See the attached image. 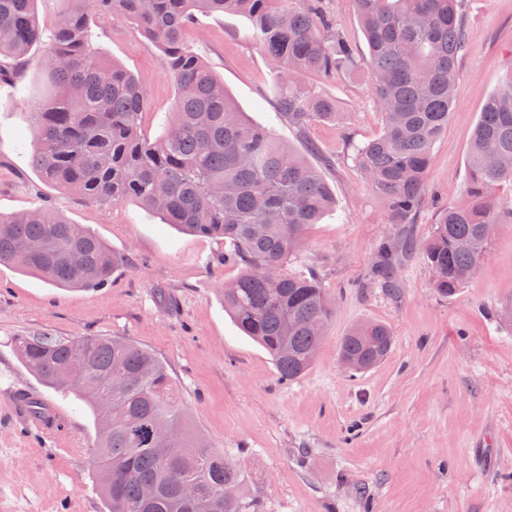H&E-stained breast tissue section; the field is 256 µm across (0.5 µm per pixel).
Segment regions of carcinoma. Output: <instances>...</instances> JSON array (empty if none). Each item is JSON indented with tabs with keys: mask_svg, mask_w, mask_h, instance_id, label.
Wrapping results in <instances>:
<instances>
[{
	"mask_svg": "<svg viewBox=\"0 0 512 512\" xmlns=\"http://www.w3.org/2000/svg\"><path fill=\"white\" fill-rule=\"evenodd\" d=\"M35 0H0V58L24 65L42 47L48 91L32 104L38 142L31 164L47 185L109 205L132 200L181 231L224 239L244 273L224 285V308L272 357L284 381L311 367L334 314L319 278L288 269L304 240L336 204L322 172L290 144L244 119L224 82L193 52L186 29L198 13H240L271 61L277 114L304 137L336 121V102L308 89V73L368 69L383 119L354 161L380 198L385 223L416 222L427 205L432 148L448 126L459 62L468 48L463 0H354L368 47L361 59L320 0H67L50 33ZM128 22L162 51L176 97L161 138L141 137L142 79L101 58L87 5ZM512 75L484 105L471 138L466 201L446 206L430 238L402 234L377 246L374 283L398 287L401 258L420 249L433 288L448 297L470 282L490 240L485 224H512ZM124 262L96 235L50 205L0 215V265L47 282L99 288ZM390 329L363 323L340 342V358L367 370L388 355ZM24 365L44 384L72 392L92 411L98 441L91 465L109 512H248L242 469L186 434V413L166 366L115 336L15 337ZM190 482L197 499L181 496ZM154 492L147 496V484ZM229 486L234 494L226 497Z\"/></svg>",
	"mask_w": 512,
	"mask_h": 512,
	"instance_id": "cac0c4a2",
	"label": "carcinoma"
}]
</instances>
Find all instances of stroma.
I'll return each mask as SVG.
<instances>
[{
    "mask_svg": "<svg viewBox=\"0 0 512 512\" xmlns=\"http://www.w3.org/2000/svg\"><path fill=\"white\" fill-rule=\"evenodd\" d=\"M469 48L459 65L448 127L433 146L428 186L441 203L465 199L472 131L487 98L512 72V0H464ZM93 45L146 82L141 133L164 131L175 86L161 52L133 25L92 14ZM246 15L197 14L187 41L224 82L245 117L297 150L276 115L272 70L249 40ZM40 46L13 83H0V213L51 197L57 212L125 258L102 287L60 288L0 266V512H108L90 466L91 410L45 386L21 362L18 336H119L151 350L178 385L189 423L245 471L254 512H512V224L498 226L474 280L439 296L418 254L402 259L398 288L368 273L380 240L395 237L353 162L354 146L383 130L366 69L305 77L333 98L340 122L310 130L336 206L311 225L291 269L315 272L334 316L311 369L285 383L269 354L224 309L222 288L242 271L223 241L186 235L126 201L99 206L45 185L31 166L29 112L42 83ZM387 325L385 359L363 373L343 367L339 343L355 324ZM25 389L58 403L45 430L15 414Z\"/></svg>",
    "mask_w": 512,
    "mask_h": 512,
    "instance_id": "obj_1",
    "label": "stroma"
}]
</instances>
